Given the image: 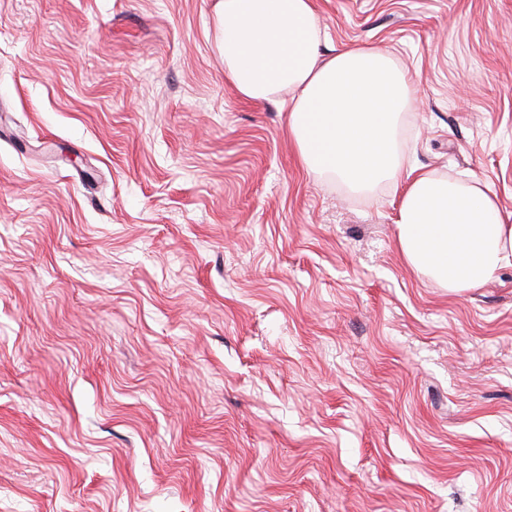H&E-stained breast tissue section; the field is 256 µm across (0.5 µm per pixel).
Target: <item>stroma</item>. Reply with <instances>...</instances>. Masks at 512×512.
<instances>
[{"label": "stroma", "instance_id": "1", "mask_svg": "<svg viewBox=\"0 0 512 512\" xmlns=\"http://www.w3.org/2000/svg\"><path fill=\"white\" fill-rule=\"evenodd\" d=\"M314 6L512 224V0ZM218 7L0 0V512H512V265L411 270L400 187L304 170Z\"/></svg>", "mask_w": 512, "mask_h": 512}]
</instances>
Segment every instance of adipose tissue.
<instances>
[{"mask_svg":"<svg viewBox=\"0 0 512 512\" xmlns=\"http://www.w3.org/2000/svg\"><path fill=\"white\" fill-rule=\"evenodd\" d=\"M216 29L225 81L247 100L287 105L303 167L359 194L398 183L396 123L413 88L388 51L355 46L321 60L325 33L312 0H220ZM396 237L411 270L452 292L512 264V225L476 180L410 176Z\"/></svg>","mask_w":512,"mask_h":512,"instance_id":"obj_1","label":"adipose tissue"}]
</instances>
